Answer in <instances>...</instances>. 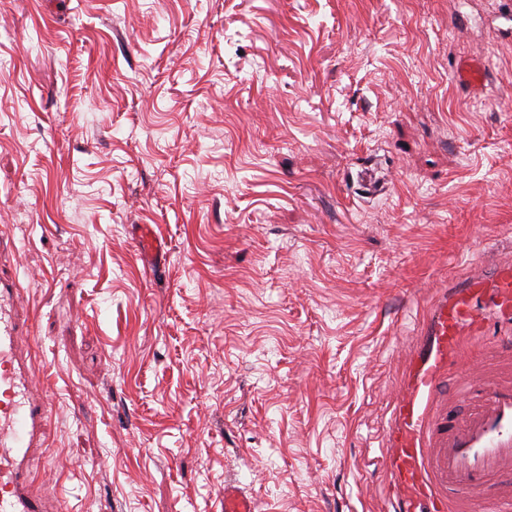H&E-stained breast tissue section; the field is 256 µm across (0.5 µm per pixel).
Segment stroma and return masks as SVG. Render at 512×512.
<instances>
[{
	"mask_svg": "<svg viewBox=\"0 0 512 512\" xmlns=\"http://www.w3.org/2000/svg\"><path fill=\"white\" fill-rule=\"evenodd\" d=\"M505 2L0 0V276L51 399L36 491L393 512L404 353L449 275L512 248ZM255 500L247 497L234 487L224 488V512H257Z\"/></svg>",
	"mask_w": 512,
	"mask_h": 512,
	"instance_id": "stroma-1",
	"label": "stroma"
}]
</instances>
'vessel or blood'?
Listing matches in <instances>:
<instances>
[{
	"mask_svg": "<svg viewBox=\"0 0 512 512\" xmlns=\"http://www.w3.org/2000/svg\"><path fill=\"white\" fill-rule=\"evenodd\" d=\"M29 333L20 284L0 280V512H52L33 488L30 465L51 403L32 388ZM424 336L386 435L395 512H512V260L488 258L450 280ZM479 339L505 375L490 380L472 368L468 343ZM224 512L258 505L228 487Z\"/></svg>",
	"mask_w": 512,
	"mask_h": 512,
	"instance_id": "vessel-or-blood-1",
	"label": "vessel or blood"
}]
</instances>
